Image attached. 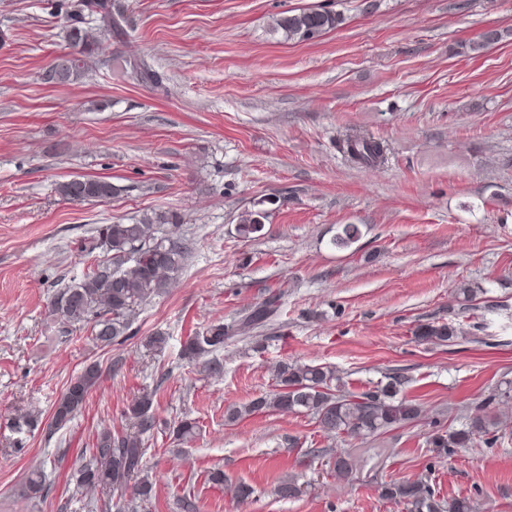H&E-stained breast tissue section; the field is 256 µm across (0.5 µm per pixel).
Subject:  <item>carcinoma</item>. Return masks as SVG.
I'll return each mask as SVG.
<instances>
[{
	"label": "carcinoma",
	"instance_id": "cac0c4a2",
	"mask_svg": "<svg viewBox=\"0 0 512 512\" xmlns=\"http://www.w3.org/2000/svg\"><path fill=\"white\" fill-rule=\"evenodd\" d=\"M341 13L324 8L302 9L274 20L271 32L288 40L312 41L338 28ZM124 12L114 0H77L76 18L66 32L69 44L75 49L69 65L53 63L44 80L67 84L82 78L86 59L93 56L105 34L123 30ZM502 39L496 29L486 31L470 44L476 54ZM130 73L137 79L160 88L163 77L144 59L126 61ZM342 149L356 164L375 167L385 163L387 148L368 133L346 136ZM57 192L69 201H106L121 189L104 177H77L60 183ZM266 210L242 213L238 234L249 238L262 229ZM180 219L173 212L146 215L133 224H103L97 228L98 239L110 256L97 264L78 282L67 285L53 295V313L73 325L91 324L93 339L109 345L125 335L132 317L144 304L169 288L174 275L189 256V247L175 237ZM361 235L356 224H344L332 239L338 249H347ZM277 311L276 298H268L251 310L243 319L232 324L218 322L186 338L183 355L193 357L218 351L225 340L242 328L258 324ZM462 334L452 323L422 324L416 336L423 342L450 343ZM275 390L257 396L243 404H231L225 409V419L238 422L247 417L279 411L304 413L310 416L321 432L328 436L346 435L368 438L417 421L422 405L403 393L405 381L390 376L384 384L360 392L347 388V382L328 366L279 363L273 366ZM100 379L98 366H91L70 380L57 400L51 424L57 429L67 426L80 412ZM155 392L144 391L127 408L126 417L133 421V430L112 432L100 428L92 447L86 449L76 464L71 480L76 491L90 493L110 491L118 497L120 509L135 510L138 504L153 498V482L145 469V439L157 426L152 411ZM512 399V382L505 388L493 390L465 416L459 429L437 430L430 438L432 451L448 456L457 448H468L484 442L493 444L506 435V427L495 415L496 408ZM199 429L194 419H182L174 427L178 439H192ZM355 467V458L336 454L334 472L339 478L348 477ZM47 474L41 467L31 470L21 486L20 497L36 500L44 497ZM381 497L401 503L407 512H474L467 497L450 501L441 499L425 479L389 481L381 485Z\"/></svg>",
	"mask_w": 512,
	"mask_h": 512
}]
</instances>
